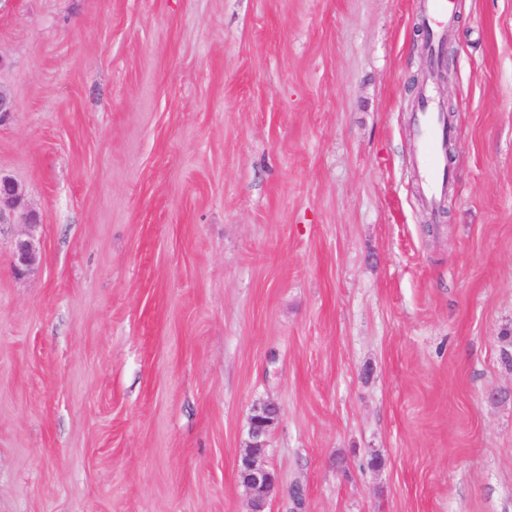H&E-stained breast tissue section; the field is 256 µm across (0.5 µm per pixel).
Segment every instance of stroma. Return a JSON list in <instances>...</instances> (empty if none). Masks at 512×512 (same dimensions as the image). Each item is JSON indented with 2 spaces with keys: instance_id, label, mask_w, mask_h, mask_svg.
I'll list each match as a JSON object with an SVG mask.
<instances>
[{
  "instance_id": "1",
  "label": "stroma",
  "mask_w": 512,
  "mask_h": 512,
  "mask_svg": "<svg viewBox=\"0 0 512 512\" xmlns=\"http://www.w3.org/2000/svg\"><path fill=\"white\" fill-rule=\"evenodd\" d=\"M424 19L0 0V512H248L266 402L269 512H512V0H456L444 79ZM415 131L420 142L416 165L423 182V190L431 204H436L452 186L448 167L450 150L445 140L453 134V128L441 117V112L430 104L415 119ZM21 200L18 185L7 177L0 178V223L5 209H15ZM37 247L30 240H17L14 249V265L15 274L21 275L34 264L36 260ZM279 417V407L269 402L255 408L249 418L250 443L237 462V474L249 497L250 512H267L269 497L276 486L275 475L265 467L260 458L266 438Z\"/></svg>"
}]
</instances>
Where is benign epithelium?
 <instances>
[{
    "label": "benign epithelium",
    "instance_id": "obj_1",
    "mask_svg": "<svg viewBox=\"0 0 512 512\" xmlns=\"http://www.w3.org/2000/svg\"><path fill=\"white\" fill-rule=\"evenodd\" d=\"M21 200L18 185L7 177L0 178V223L4 211L16 208ZM37 247L30 240H18L14 249V273L21 275L34 264ZM280 417L279 407L266 403L253 410L249 418L250 443L237 462V474L250 501V512H266L269 497L276 486L275 475L261 462L266 438Z\"/></svg>",
    "mask_w": 512,
    "mask_h": 512
}]
</instances>
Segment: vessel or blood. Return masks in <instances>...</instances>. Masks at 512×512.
<instances>
[{"instance_id": "1", "label": "vessel or blood", "mask_w": 512, "mask_h": 512, "mask_svg": "<svg viewBox=\"0 0 512 512\" xmlns=\"http://www.w3.org/2000/svg\"><path fill=\"white\" fill-rule=\"evenodd\" d=\"M455 0H427V11L432 24L433 42L444 37L446 24L451 23L455 12ZM415 131L420 142L416 165L423 182V190L429 202H437L452 186L451 175L447 171L448 148L446 140L453 133L440 112L435 107L420 111L415 119Z\"/></svg>"}]
</instances>
